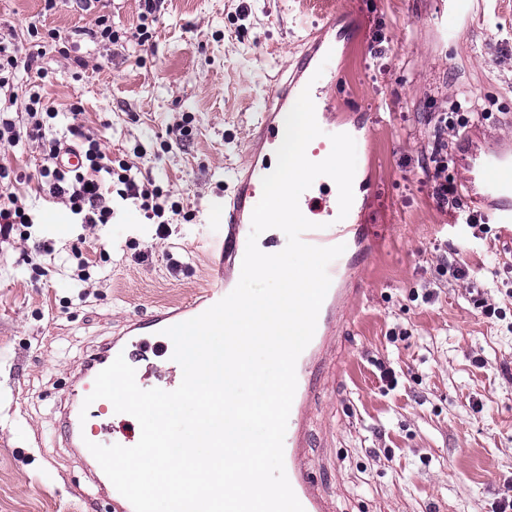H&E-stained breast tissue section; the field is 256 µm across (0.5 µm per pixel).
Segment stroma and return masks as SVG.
Segmentation results:
<instances>
[{
	"label": "stroma",
	"instance_id": "35a3bbf8",
	"mask_svg": "<svg viewBox=\"0 0 512 512\" xmlns=\"http://www.w3.org/2000/svg\"><path fill=\"white\" fill-rule=\"evenodd\" d=\"M333 11L330 112L344 131L368 128L355 139L364 195L353 221L381 243L341 280L348 295L305 412L309 471L334 512H494L512 496V239L495 224L456 225L468 206L440 208L425 167L435 136L462 143L436 116L468 89L484 144L512 141V0L465 11L448 0H162L145 46L130 37L139 0H58L51 11L0 0V34L20 52L29 27L62 37L40 61L46 77L14 70L0 109L23 112L39 91L60 133L80 103L106 153L143 146L141 179L184 210L162 240L129 201L90 226L34 199L33 239L55 248L38 273L31 241L0 239V512H109L84 500L94 458L65 446L59 397L93 346L127 345L133 321L206 288L217 205L250 167L254 121ZM105 12L125 34L112 45L85 34ZM187 115L192 140L167 145ZM76 245L92 262L86 283L66 262Z\"/></svg>",
	"mask_w": 512,
	"mask_h": 512
}]
</instances>
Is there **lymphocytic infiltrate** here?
Masks as SVG:
<instances>
[{
	"label": "lymphocytic infiltrate",
	"instance_id": "obj_1",
	"mask_svg": "<svg viewBox=\"0 0 512 512\" xmlns=\"http://www.w3.org/2000/svg\"><path fill=\"white\" fill-rule=\"evenodd\" d=\"M80 105L70 107V122L62 136H50V122L57 112L39 93H30L25 105L26 124L18 126L9 113H0V143L14 146L21 138L41 141L42 164L35 185H26L22 175L0 164V238H10L24 225L28 215V197L36 193L66 206L83 223L107 224L112 220L113 198L133 201L144 218L155 224L158 237H168L170 224L180 214L179 202L150 183H138L128 161H113L101 149V143L82 120ZM79 152L83 165L75 171L59 167L63 149Z\"/></svg>",
	"mask_w": 512,
	"mask_h": 512
}]
</instances>
